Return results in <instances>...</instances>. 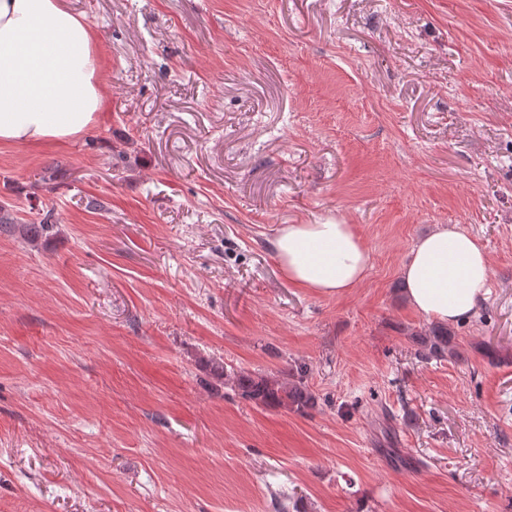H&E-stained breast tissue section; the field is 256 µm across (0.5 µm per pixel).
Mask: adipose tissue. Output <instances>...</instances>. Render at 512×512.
<instances>
[{"label": "adipose tissue", "mask_w": 512, "mask_h": 512, "mask_svg": "<svg viewBox=\"0 0 512 512\" xmlns=\"http://www.w3.org/2000/svg\"><path fill=\"white\" fill-rule=\"evenodd\" d=\"M106 107L88 20L65 0H0V143L37 146L82 134ZM272 248L288 282L340 296L364 279L368 249L353 225H282ZM401 276L408 303L441 323L471 317L487 292L483 246L442 224L416 240Z\"/></svg>", "instance_id": "1"}]
</instances>
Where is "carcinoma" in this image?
I'll return each mask as SVG.
<instances>
[{"label": "carcinoma", "mask_w": 512, "mask_h": 512, "mask_svg": "<svg viewBox=\"0 0 512 512\" xmlns=\"http://www.w3.org/2000/svg\"><path fill=\"white\" fill-rule=\"evenodd\" d=\"M50 228V224H19L12 217L0 216V234H12L20 230L33 241ZM413 336L420 346V356L426 359L441 360L453 353L451 332L443 326L432 327L426 335L415 332ZM210 372L257 406L291 409L302 414L315 407L316 396L301 375L289 371L273 376L252 374L229 370L220 363L211 365Z\"/></svg>", "instance_id": "1"}]
</instances>
